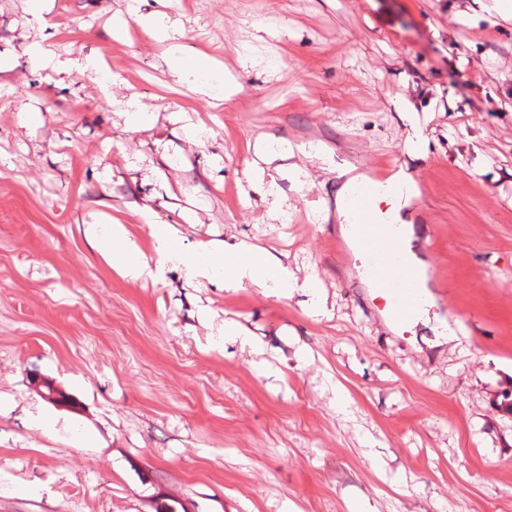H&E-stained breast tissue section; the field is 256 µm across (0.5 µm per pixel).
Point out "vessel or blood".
Wrapping results in <instances>:
<instances>
[{
  "label": "vessel or blood",
  "instance_id": "obj_1",
  "mask_svg": "<svg viewBox=\"0 0 512 512\" xmlns=\"http://www.w3.org/2000/svg\"><path fill=\"white\" fill-rule=\"evenodd\" d=\"M381 191L380 184H361L351 194L348 206L359 218L360 245L366 252L365 272L379 291L388 293L386 317L397 324L404 322L412 307L418 305L425 274L404 266L394 246L398 236L396 225L370 222L371 206Z\"/></svg>",
  "mask_w": 512,
  "mask_h": 512
}]
</instances>
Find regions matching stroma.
<instances>
[{
	"instance_id": "35a3bbf8",
	"label": "stroma",
	"mask_w": 512,
	"mask_h": 512,
	"mask_svg": "<svg viewBox=\"0 0 512 512\" xmlns=\"http://www.w3.org/2000/svg\"><path fill=\"white\" fill-rule=\"evenodd\" d=\"M485 2L53 0L51 29L0 0V512H512V19ZM132 4L243 91L214 103L174 82L136 21L113 38ZM39 46L96 51L114 80L56 72ZM189 120L210 136L184 140ZM259 138L292 147L265 166L293 204L281 224L248 178ZM399 168L421 187L402 217L431 297L403 325L336 211L348 179ZM146 213L190 249H266L325 313L175 268L118 277L85 228L119 214L145 243ZM227 321L250 345L215 340Z\"/></svg>"
}]
</instances>
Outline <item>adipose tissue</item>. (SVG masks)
Here are the masks:
<instances>
[{"instance_id": "obj_1", "label": "adipose tissue", "mask_w": 512, "mask_h": 512, "mask_svg": "<svg viewBox=\"0 0 512 512\" xmlns=\"http://www.w3.org/2000/svg\"><path fill=\"white\" fill-rule=\"evenodd\" d=\"M141 25L155 39L168 45L170 69L181 82L198 85L208 95L231 96L241 86L231 79H221L211 59L188 50L181 43L178 29L168 26L163 15L142 20ZM150 228V252H143L139 240L118 221L90 227V244L98 260L119 276L132 280L159 278L167 268L180 269L191 280H221L225 290L244 286L259 289L264 295L284 298L294 290L313 289L314 281L293 280L286 266L267 252L240 243L213 251L207 247L185 250L172 224L146 216Z\"/></svg>"}]
</instances>
